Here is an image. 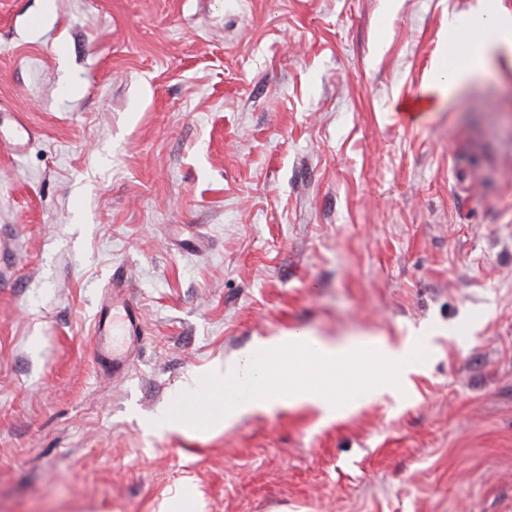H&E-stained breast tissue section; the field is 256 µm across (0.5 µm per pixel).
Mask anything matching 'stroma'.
<instances>
[{
    "mask_svg": "<svg viewBox=\"0 0 512 512\" xmlns=\"http://www.w3.org/2000/svg\"><path fill=\"white\" fill-rule=\"evenodd\" d=\"M478 2L0 0V512H512V54L435 80ZM297 330L433 347L345 416L161 422Z\"/></svg>",
    "mask_w": 512,
    "mask_h": 512,
    "instance_id": "stroma-1",
    "label": "stroma"
}]
</instances>
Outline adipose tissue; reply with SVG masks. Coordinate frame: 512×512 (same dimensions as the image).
<instances>
[{
	"label": "adipose tissue",
	"instance_id": "obj_1",
	"mask_svg": "<svg viewBox=\"0 0 512 512\" xmlns=\"http://www.w3.org/2000/svg\"><path fill=\"white\" fill-rule=\"evenodd\" d=\"M493 24L494 39L477 41L470 33L484 24ZM448 46L450 50H464L466 61L463 66L440 69L438 78L448 89H455L461 83L480 76L491 56L501 48L512 46V17L503 16L499 0H480L476 11L454 17L448 24Z\"/></svg>",
	"mask_w": 512,
	"mask_h": 512
}]
</instances>
